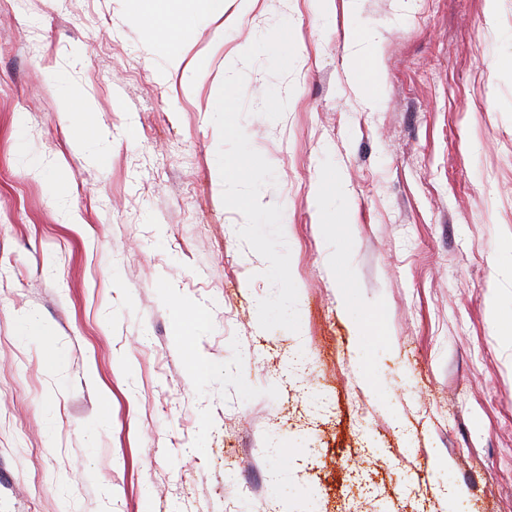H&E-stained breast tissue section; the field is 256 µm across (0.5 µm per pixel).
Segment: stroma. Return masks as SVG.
Wrapping results in <instances>:
<instances>
[{
    "instance_id": "obj_1",
    "label": "stroma",
    "mask_w": 512,
    "mask_h": 512,
    "mask_svg": "<svg viewBox=\"0 0 512 512\" xmlns=\"http://www.w3.org/2000/svg\"><path fill=\"white\" fill-rule=\"evenodd\" d=\"M283 19L293 70L246 69L242 125L275 171L296 333L259 326L267 263L212 122ZM508 57L512 0H225L173 44L138 0H0V512H512ZM62 112L78 120L81 134L86 139L96 138L99 131L95 119V111L89 100L79 94L66 93L62 96ZM331 186L336 189V192L341 194L345 193V189L342 184L335 183V179H332L330 176H325L323 179V183L319 185L318 195L316 199L317 205V213L319 217V222L321 224H329L327 219L331 213V205L329 202L330 192L328 191V187Z\"/></svg>"
}]
</instances>
